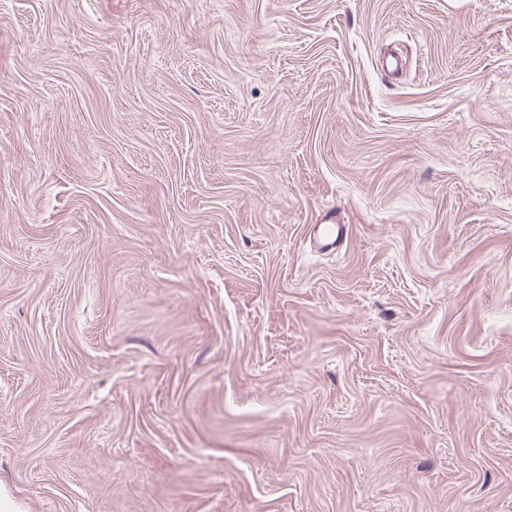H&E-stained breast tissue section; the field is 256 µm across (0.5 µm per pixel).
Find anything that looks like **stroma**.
Wrapping results in <instances>:
<instances>
[{"label":"stroma","mask_w":512,"mask_h":512,"mask_svg":"<svg viewBox=\"0 0 512 512\" xmlns=\"http://www.w3.org/2000/svg\"><path fill=\"white\" fill-rule=\"evenodd\" d=\"M0 512H512V0H0Z\"/></svg>","instance_id":"35a3bbf8"}]
</instances>
